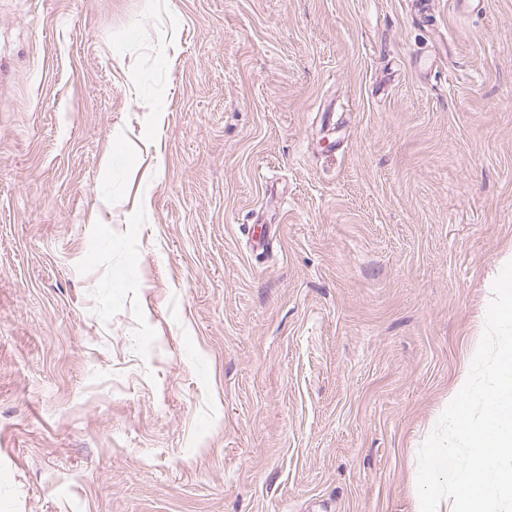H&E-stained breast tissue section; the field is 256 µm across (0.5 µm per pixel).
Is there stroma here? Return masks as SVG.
I'll return each mask as SVG.
<instances>
[{
  "instance_id": "1",
  "label": "stroma",
  "mask_w": 512,
  "mask_h": 512,
  "mask_svg": "<svg viewBox=\"0 0 512 512\" xmlns=\"http://www.w3.org/2000/svg\"><path fill=\"white\" fill-rule=\"evenodd\" d=\"M511 250L512 0H0V512H416Z\"/></svg>"
}]
</instances>
